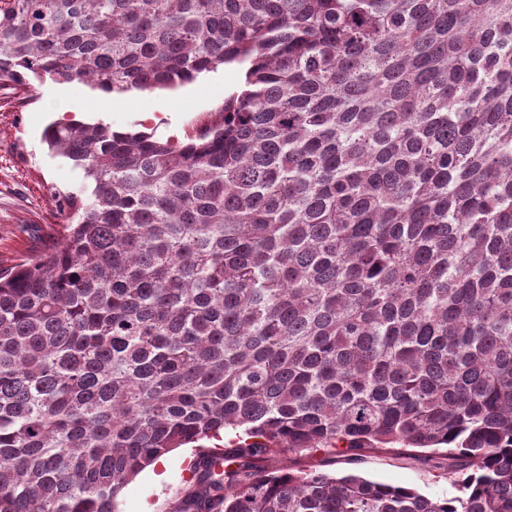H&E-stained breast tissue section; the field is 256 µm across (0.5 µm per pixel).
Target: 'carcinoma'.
Listing matches in <instances>:
<instances>
[{
    "mask_svg": "<svg viewBox=\"0 0 512 512\" xmlns=\"http://www.w3.org/2000/svg\"><path fill=\"white\" fill-rule=\"evenodd\" d=\"M249 63L175 147L53 123L60 242L0 272V512H512V0H0V78ZM427 448L459 494L298 469ZM288 459V466L269 462ZM195 448H178L166 456L167 466L158 471L154 466L140 473L121 493L118 512H167L190 474ZM164 472L165 477L157 482L155 473ZM163 475L160 473L158 478Z\"/></svg>",
    "mask_w": 512,
    "mask_h": 512,
    "instance_id": "carcinoma-1",
    "label": "carcinoma"
}]
</instances>
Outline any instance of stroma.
<instances>
[{
  "instance_id": "1",
  "label": "stroma",
  "mask_w": 512,
  "mask_h": 512,
  "mask_svg": "<svg viewBox=\"0 0 512 512\" xmlns=\"http://www.w3.org/2000/svg\"><path fill=\"white\" fill-rule=\"evenodd\" d=\"M246 64L232 63L169 89L105 93L82 82L57 83L30 77L36 99L31 109L16 106L13 88L0 86V269L30 252L59 241L62 215L46 188L77 190L82 174L71 162L51 153L43 141L48 125L65 119L103 123L116 131H145L182 146L203 124L208 112L242 87ZM424 448L404 455L367 454L357 464L303 459V466L330 474L349 470L379 482L407 486L431 497L454 496L451 480L440 477ZM195 451L179 448L166 457L163 480L154 468L140 473L121 493L118 512H167L189 477Z\"/></svg>"
}]
</instances>
